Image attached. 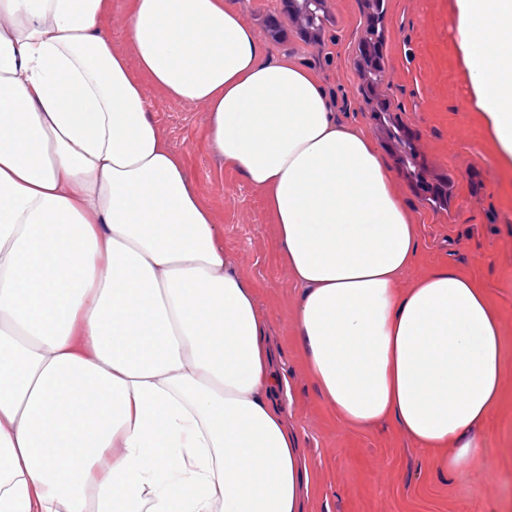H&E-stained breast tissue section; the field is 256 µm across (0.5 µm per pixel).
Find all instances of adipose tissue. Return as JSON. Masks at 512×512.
I'll list each match as a JSON object with an SVG mask.
<instances>
[{"label": "adipose tissue", "mask_w": 512, "mask_h": 512, "mask_svg": "<svg viewBox=\"0 0 512 512\" xmlns=\"http://www.w3.org/2000/svg\"><path fill=\"white\" fill-rule=\"evenodd\" d=\"M455 2L512 162V0ZM111 12L0 0V512H303L267 318L147 81L205 104L210 150L263 191L337 417L394 421L442 475L478 461L512 371L498 311L447 266L401 287L418 230L369 135L224 0H131L129 56Z\"/></svg>", "instance_id": "1"}]
</instances>
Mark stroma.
<instances>
[{
  "label": "stroma",
  "mask_w": 512,
  "mask_h": 512,
  "mask_svg": "<svg viewBox=\"0 0 512 512\" xmlns=\"http://www.w3.org/2000/svg\"><path fill=\"white\" fill-rule=\"evenodd\" d=\"M253 28L264 52L317 70L338 122L363 129L392 174L419 244L401 278L412 286L442 264L482 279L500 313L512 352V164L501 157L476 107L455 45L453 0H383V78L368 93L359 46L367 36L368 0H326L329 16L317 37L301 33L284 0H224ZM282 28L280 39L267 30ZM149 112L186 163L192 187L224 231L236 269L255 287L268 316L275 369L287 376L284 399L313 472L305 512H503L512 499V375L495 417L482 426L481 461L439 475L429 452L393 421L350 429L320 396L295 330L301 290L281 261L264 194L209 149L204 105L174 101L147 88ZM412 135L429 180L448 183L445 208L425 201L407 178L380 124V107Z\"/></svg>",
  "instance_id": "1"
}]
</instances>
